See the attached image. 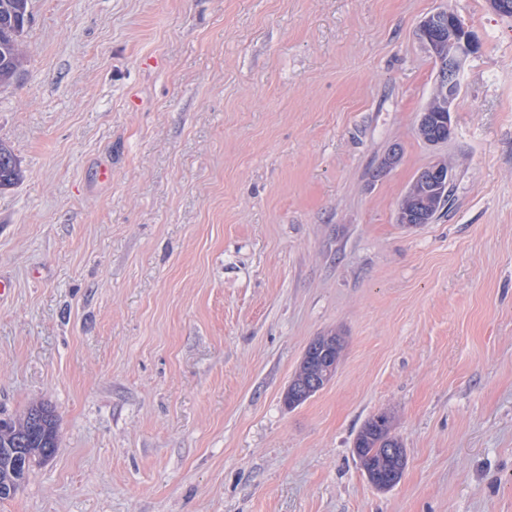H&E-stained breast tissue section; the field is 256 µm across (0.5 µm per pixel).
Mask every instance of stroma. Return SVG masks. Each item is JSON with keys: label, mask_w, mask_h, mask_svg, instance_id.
I'll use <instances>...</instances> for the list:
<instances>
[{"label": "stroma", "mask_w": 512, "mask_h": 512, "mask_svg": "<svg viewBox=\"0 0 512 512\" xmlns=\"http://www.w3.org/2000/svg\"><path fill=\"white\" fill-rule=\"evenodd\" d=\"M448 7L480 43L417 132ZM0 89V418L55 455L0 512H512V17L490 0H31ZM452 170L430 223L396 214ZM331 381L285 393L316 337ZM385 413L406 465L353 448ZM21 171L12 152L0 144V186H7L19 180ZM442 167L448 168V171H445L444 169H440L441 168L440 165L431 170V176H430V180L428 182L430 184L431 189H435V191L430 192L431 191L430 187L429 188L425 187V189L427 191L426 195L428 196V194H433L434 198H435V204L431 208L429 207V205L427 206L425 204L424 198L420 194V191H425L423 188L422 179H427V177L430 173L429 169L431 167L426 168L425 170H423L420 173L419 177L417 178V180L413 186V189L410 190V192L404 199L402 206L405 205L408 207V209L416 210V211L428 210L430 208L427 211V214H429V219L431 220L433 214L436 211H439L440 208L442 207L445 197H446V193L449 192V187H450V184L452 181V173H451V170L449 169L448 165L443 163ZM436 189H440V190H436ZM441 190H445V191L443 192V194L440 195ZM448 200L449 199L447 196L444 205L448 202Z\"/></svg>", "instance_id": "1"}]
</instances>
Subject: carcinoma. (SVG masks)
<instances>
[{
    "instance_id": "1",
    "label": "carcinoma",
    "mask_w": 512,
    "mask_h": 512,
    "mask_svg": "<svg viewBox=\"0 0 512 512\" xmlns=\"http://www.w3.org/2000/svg\"><path fill=\"white\" fill-rule=\"evenodd\" d=\"M31 22L30 0H0V88L11 85L25 63L23 36ZM429 170H423L413 189L403 201L410 210H427L423 196V179ZM21 171L12 152L0 145V186L19 180ZM6 424L0 429V500L8 499L11 492H4L10 479V469L15 460L25 462L27 470L52 457L58 447L57 420L54 411L45 404L29 406L23 417L0 421ZM390 418L379 414L362 426L357 434L355 447L359 448L364 462L373 465L383 463L381 455L388 448H399L401 443L390 434Z\"/></svg>"
}]
</instances>
